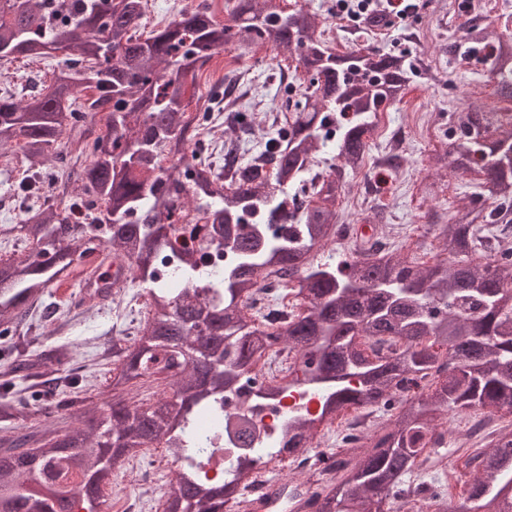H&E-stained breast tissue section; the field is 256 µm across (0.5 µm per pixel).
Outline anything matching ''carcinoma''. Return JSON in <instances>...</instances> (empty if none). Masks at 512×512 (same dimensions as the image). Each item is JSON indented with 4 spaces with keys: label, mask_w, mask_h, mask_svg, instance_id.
Listing matches in <instances>:
<instances>
[{
    "label": "carcinoma",
    "mask_w": 512,
    "mask_h": 512,
    "mask_svg": "<svg viewBox=\"0 0 512 512\" xmlns=\"http://www.w3.org/2000/svg\"><path fill=\"white\" fill-rule=\"evenodd\" d=\"M219 19L209 0L182 10L164 28L146 30L144 0H0V59L66 55L51 84L16 101L0 97V149L22 144L27 178L14 194L40 192L46 173L37 166L64 161L62 147L89 157L83 172V223L50 199L0 238L21 240L28 253L0 262V322L16 333L33 304L96 248L114 249L127 271L148 287L147 315L130 339L112 340L117 367L102 389L81 401L75 425L64 429L7 428L0 436V512H56L65 501L94 512L112 484V468L164 444L180 463L164 500L165 512H224L246 478V467L209 478L218 452L216 431L198 429V416L218 415L224 391L243 381L275 401L288 382L263 376L274 348L302 355L303 381L320 391L318 416L288 417L266 449L273 457L311 447L318 421L351 405L382 415L360 442L338 440L345 458L334 474L313 486V512H385L427 452V437L467 411L482 418L512 415V250L490 244L512 237V126L474 109L459 116L451 150L435 165L467 172L476 164L485 191L470 197L447 223L431 225L446 259L426 265L389 239L386 226L355 236L350 255L315 265L307 256L336 240L349 225L336 223L348 178L366 164L367 135L384 108L405 94L402 57L376 48L332 55L321 39L317 15L302 7L288 13L280 0H227ZM266 45L296 55L307 85L282 98L286 112L276 136L246 161L241 137L224 145V168L197 152L186 112L196 95V75L228 45ZM496 93L512 101V45L500 43L492 68ZM86 99L77 103V88ZM104 114V127L83 125L86 113ZM336 140L325 173L310 179V194L290 192L304 181L317 154ZM112 214L102 226L98 214ZM181 235L198 250L177 252ZM49 240L54 263L33 259ZM230 249L235 262L218 282L198 270L196 254ZM176 255L184 287L158 279L154 259ZM281 278L306 302L297 315L250 312L253 292ZM198 322L210 328L205 340ZM361 336L357 344L351 338ZM67 347H35L0 369V421L29 417L31 377L52 369ZM166 378V390L138 402L133 383ZM475 472L464 502L486 500L494 512H512V427L463 452ZM438 512L448 496L432 480L418 488Z\"/></svg>",
    "instance_id": "cac0c4a2"
}]
</instances>
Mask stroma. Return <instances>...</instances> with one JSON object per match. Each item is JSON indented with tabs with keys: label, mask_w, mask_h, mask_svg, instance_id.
I'll return each mask as SVG.
<instances>
[{
	"label": "stroma",
	"mask_w": 512,
	"mask_h": 512,
	"mask_svg": "<svg viewBox=\"0 0 512 512\" xmlns=\"http://www.w3.org/2000/svg\"><path fill=\"white\" fill-rule=\"evenodd\" d=\"M416 14L409 21L390 28L365 30L360 40L336 38L335 30L341 24L331 13L332 0H286L287 5L300 4L321 20L322 38L336 52L343 53L356 43L404 56L411 68L409 85L402 101L389 106L385 114L388 131L402 134L404 146L400 158L388 168L377 163L385 149V137L370 135V149L363 170L350 178L348 202L336 211L340 224H358L372 210H381L389 224H428L432 219L447 221L467 205L470 196L482 184L476 172L458 173L447 177L436 176L430 165L432 157L448 146V132L461 112L485 106L484 88L492 84V50L501 36L512 37V26L504 27L500 13L512 14V0H414ZM480 19L489 27L490 37L483 49L471 51L464 39L467 21ZM227 55L233 56L234 73L238 81L226 105L233 111L245 113L254 119L250 137L251 150H260L272 136L278 117L273 102L289 83L305 81L306 74L297 69L295 60L276 61L273 51L266 46H227ZM467 59L469 68L458 65ZM47 68L40 73L24 75L23 60L0 61V94L28 93L50 83V69L56 59H47ZM428 112L434 117L429 130L408 132V109ZM27 162L20 146L0 151V224L14 222L21 210L18 198L10 195L9 184L25 175ZM82 163L74 159L52 163V178L45 185V193L61 204L69 205L81 197L79 173ZM359 200V207H351V200ZM79 281L71 276L63 281L52 296L42 297L32 311L34 322L42 324L51 344L71 346L72 367L83 375L88 389H98L112 366L107 343L121 335L134 310L122 311L105 304L98 307H64L54 315L46 308L52 298L74 292Z\"/></svg>",
	"instance_id": "1"
}]
</instances>
